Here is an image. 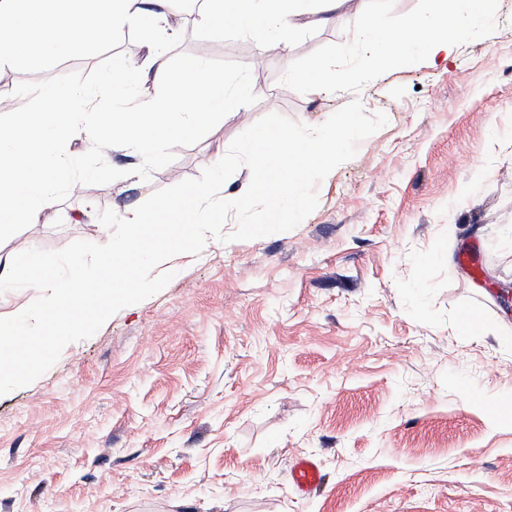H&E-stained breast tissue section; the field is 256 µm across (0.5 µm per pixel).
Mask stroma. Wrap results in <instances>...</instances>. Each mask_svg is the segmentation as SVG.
<instances>
[{
	"label": "stroma",
	"mask_w": 512,
	"mask_h": 512,
	"mask_svg": "<svg viewBox=\"0 0 512 512\" xmlns=\"http://www.w3.org/2000/svg\"><path fill=\"white\" fill-rule=\"evenodd\" d=\"M357 11L259 43L184 26L178 51L249 63L255 104L175 148L148 181L66 197L0 243H105V209L199 177L270 113L310 126L352 100L388 123L318 186L296 228L180 254L160 293L67 345L0 396V512H512V0L448 61L393 69L356 94H298L291 61L350 40ZM120 52L33 59L13 83L88 74ZM476 241L482 270L461 266ZM323 473L301 494L290 467Z\"/></svg>",
	"instance_id": "stroma-1"
}]
</instances>
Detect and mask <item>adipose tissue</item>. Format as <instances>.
I'll return each mask as SVG.
<instances>
[{
	"mask_svg": "<svg viewBox=\"0 0 512 512\" xmlns=\"http://www.w3.org/2000/svg\"><path fill=\"white\" fill-rule=\"evenodd\" d=\"M295 0H209L197 15L198 26L226 20L236 30L262 40L278 38L296 18L320 22L323 8H351L353 0H306L302 10ZM169 0H0V68L21 58L66 57L90 54L99 42L112 40L122 30L166 22ZM97 30L98 41H89L88 30Z\"/></svg>",
	"mask_w": 512,
	"mask_h": 512,
	"instance_id": "obj_1",
	"label": "adipose tissue"
}]
</instances>
